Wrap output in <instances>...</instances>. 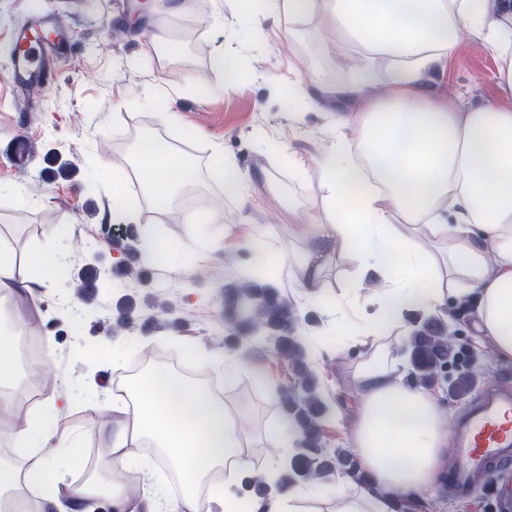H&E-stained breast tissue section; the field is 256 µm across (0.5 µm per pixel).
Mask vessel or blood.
Listing matches in <instances>:
<instances>
[{
    "instance_id": "vessel-or-blood-1",
    "label": "vessel or blood",
    "mask_w": 512,
    "mask_h": 512,
    "mask_svg": "<svg viewBox=\"0 0 512 512\" xmlns=\"http://www.w3.org/2000/svg\"><path fill=\"white\" fill-rule=\"evenodd\" d=\"M17 47L10 61L17 95L47 87L56 66L72 48L70 33L55 16L38 14L19 26L13 37ZM457 452L451 482L456 489L469 488L476 473L512 462V392L487 389L472 398L454 427Z\"/></svg>"
}]
</instances>
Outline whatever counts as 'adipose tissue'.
<instances>
[{
	"label": "adipose tissue",
	"mask_w": 512,
	"mask_h": 512,
	"mask_svg": "<svg viewBox=\"0 0 512 512\" xmlns=\"http://www.w3.org/2000/svg\"><path fill=\"white\" fill-rule=\"evenodd\" d=\"M273 16L313 15L362 54L349 78L316 92L296 89L295 99L332 93L337 106L358 104L340 124L332 147L319 156L327 222L303 225L304 252L294 263L297 282L311 303L334 314L336 325L321 342L327 353L341 345L368 355L356 375L363 402L351 444L370 490L348 494L347 481L307 482L276 490L280 452L297 447L299 433L286 419L268 425L266 447L275 449L260 472L273 491L249 512H320L333 500L336 512H391L394 496L417 498L448 469V411L422 386L403 383L396 355L411 312L442 313L448 300L472 302L482 340L512 360V0H271ZM486 43L498 59L495 99L460 103L427 91L429 71L443 65L462 38ZM390 63L387 89L373 94L375 62ZM146 196L170 209L196 169L173 146L159 143ZM349 264L350 289L333 294L325 282L331 267ZM34 281L30 270L0 260V398L16 382L13 338L22 323L20 296ZM373 307V323L352 314ZM94 405L111 404L113 417L97 431L107 450L81 482L70 480L71 448L81 437L64 421L65 389L47 399V416L31 415L9 433L10 452L0 456V512H88L108 500L115 512H238L234 489L250 470L251 436L243 408L207 387L169 373L119 377L100 383ZM152 441L180 483L150 482L140 497L117 480L131 468L150 474L151 462L136 448Z\"/></svg>",
	"instance_id": "obj_1"
}]
</instances>
